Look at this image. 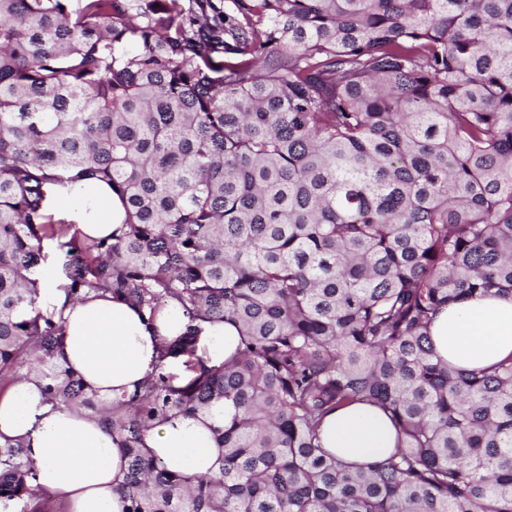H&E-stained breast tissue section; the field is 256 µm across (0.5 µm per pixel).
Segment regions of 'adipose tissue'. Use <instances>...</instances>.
Wrapping results in <instances>:
<instances>
[{
    "label": "adipose tissue",
    "mask_w": 512,
    "mask_h": 512,
    "mask_svg": "<svg viewBox=\"0 0 512 512\" xmlns=\"http://www.w3.org/2000/svg\"><path fill=\"white\" fill-rule=\"evenodd\" d=\"M49 206L90 237L111 234L125 219L120 197L96 180L57 190ZM59 284L58 273L50 271L39 288L40 298L62 315L58 362L104 400L132 393L159 368L174 385H185L195 376L196 364L220 366L238 348L233 324L208 322L200 326L193 354L159 363L163 344L187 330L188 320L176 301L153 313L111 298L70 302ZM430 338L438 357L464 371L512 357V296L491 293L443 308L432 322ZM212 423L207 416L171 418L148 431L144 443L170 472L212 473L218 456ZM8 439L23 442L38 485L63 500L67 512H123L115 488L127 459L111 430L97 417L47 402L36 375L0 391V442ZM396 441L390 416L368 404L332 412L319 430L321 448L350 466L390 454Z\"/></svg>",
    "instance_id": "1"
}]
</instances>
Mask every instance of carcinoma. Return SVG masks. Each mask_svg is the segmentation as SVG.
I'll return each instance as SVG.
<instances>
[{"instance_id": "carcinoma-1", "label": "carcinoma", "mask_w": 512, "mask_h": 512, "mask_svg": "<svg viewBox=\"0 0 512 512\" xmlns=\"http://www.w3.org/2000/svg\"><path fill=\"white\" fill-rule=\"evenodd\" d=\"M107 183L126 220L84 239L52 187ZM73 300L174 299L236 357L107 403L56 361L31 277ZM512 296V0H0V383L36 371L128 460L124 512H512V357L436 358L437 312ZM367 402L399 433L348 467L319 445ZM234 413L222 417L224 405ZM219 412L208 477L145 433ZM20 441L0 512H49Z\"/></svg>"}]
</instances>
